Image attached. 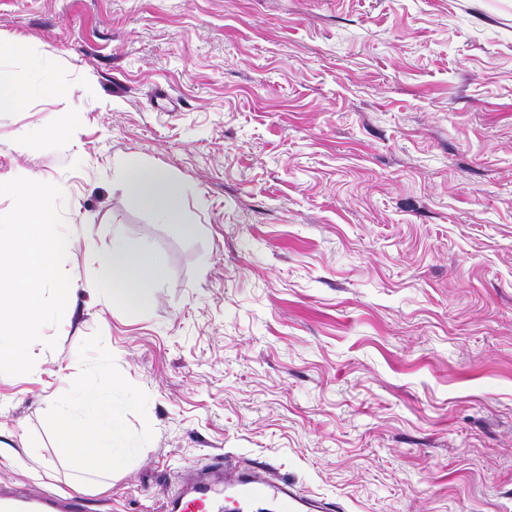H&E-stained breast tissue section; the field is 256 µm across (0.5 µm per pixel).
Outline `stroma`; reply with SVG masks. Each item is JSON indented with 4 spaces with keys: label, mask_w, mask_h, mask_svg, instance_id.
Returning <instances> with one entry per match:
<instances>
[{
    "label": "stroma",
    "mask_w": 512,
    "mask_h": 512,
    "mask_svg": "<svg viewBox=\"0 0 512 512\" xmlns=\"http://www.w3.org/2000/svg\"><path fill=\"white\" fill-rule=\"evenodd\" d=\"M13 37L69 93L0 112V182L61 188L72 298L0 374L1 486L165 512L228 456L343 512H512V0H0ZM117 243L164 259L143 308ZM101 378L123 451L83 492L51 419ZM121 176L126 188L161 221L180 220L181 197L164 168H149L138 158L130 157L122 165ZM104 262L107 280L103 290L113 305L146 303L164 269L161 259L153 252H131L122 247L113 248Z\"/></svg>",
    "instance_id": "1"
}]
</instances>
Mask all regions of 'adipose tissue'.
<instances>
[{"label":"adipose tissue","mask_w":512,"mask_h":512,"mask_svg":"<svg viewBox=\"0 0 512 512\" xmlns=\"http://www.w3.org/2000/svg\"><path fill=\"white\" fill-rule=\"evenodd\" d=\"M23 60L24 71H15L13 61ZM41 55L29 52L20 40L0 39V112L18 110L26 100L39 95H62ZM126 188L161 221L181 218V197L169 173L161 167H146L138 158L124 161L121 169ZM107 280L104 292L115 304L146 303L162 276L164 266L153 252L113 248L105 258ZM100 389L78 387L73 406L56 414V450L79 471L111 472L116 459L115 442L120 433L117 416L100 400Z\"/></svg>","instance_id":"ef3b65f1"}]
</instances>
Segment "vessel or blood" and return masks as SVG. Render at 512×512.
Masks as SVG:
<instances>
[{
  "label": "vessel or blood",
  "instance_id": "1",
  "mask_svg": "<svg viewBox=\"0 0 512 512\" xmlns=\"http://www.w3.org/2000/svg\"><path fill=\"white\" fill-rule=\"evenodd\" d=\"M16 512H85L79 495L22 497ZM314 500L261 465L227 469L217 463L190 468L167 512H313Z\"/></svg>",
  "mask_w": 512,
  "mask_h": 512
}]
</instances>
